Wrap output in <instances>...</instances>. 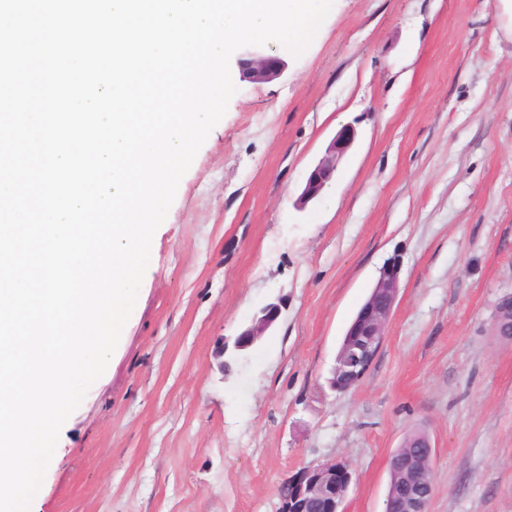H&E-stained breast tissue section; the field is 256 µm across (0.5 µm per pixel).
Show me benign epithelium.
Masks as SVG:
<instances>
[{
    "label": "benign epithelium",
    "instance_id": "1",
    "mask_svg": "<svg viewBox=\"0 0 512 512\" xmlns=\"http://www.w3.org/2000/svg\"><path fill=\"white\" fill-rule=\"evenodd\" d=\"M238 66L242 80L254 84L274 81L283 72L279 58L258 53L244 54L238 60ZM355 137V129L349 125L337 132L309 173L303 198L312 199L320 193ZM400 272L401 263L396 258L380 270L374 289L343 338L329 380L332 390L346 392L357 386L377 356L398 297ZM280 313V305L276 303L263 306L251 325L237 335L233 348L244 351L252 347L276 322ZM495 321L498 335L512 339V295L499 302ZM419 447L423 448L421 461L397 465L399 478L389 488L387 499H398L400 512H429L434 495L432 470L427 463L432 459L435 447L428 437L421 441ZM352 480L353 471L346 460L333 458L309 465L281 485L279 512H309L315 502L321 503L326 512H341Z\"/></svg>",
    "mask_w": 512,
    "mask_h": 512
}]
</instances>
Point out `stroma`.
Masks as SVG:
<instances>
[{
  "label": "stroma",
  "mask_w": 512,
  "mask_h": 512,
  "mask_svg": "<svg viewBox=\"0 0 512 512\" xmlns=\"http://www.w3.org/2000/svg\"><path fill=\"white\" fill-rule=\"evenodd\" d=\"M500 0H334L280 78L241 80L156 230L104 374L63 425L30 512H278L303 466L343 458L346 512H383L390 455L426 431L430 512H512V38ZM356 139L307 205L336 133ZM383 345L327 380L383 265ZM269 303L281 315L219 354ZM228 368H221V361ZM495 321L498 335L512 339V295L504 297L498 304Z\"/></svg>",
  "instance_id": "1"
}]
</instances>
